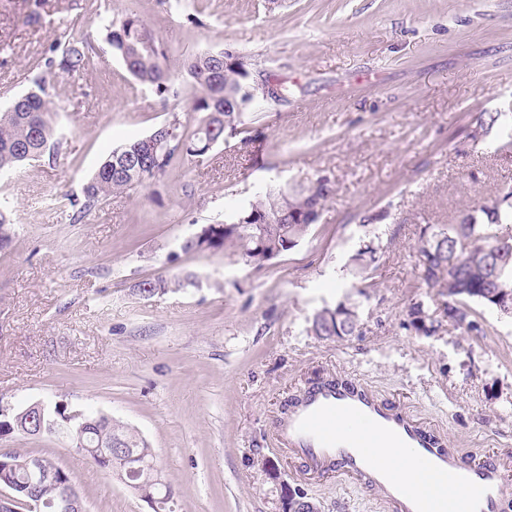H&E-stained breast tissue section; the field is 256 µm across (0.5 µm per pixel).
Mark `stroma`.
<instances>
[{
    "mask_svg": "<svg viewBox=\"0 0 512 512\" xmlns=\"http://www.w3.org/2000/svg\"><path fill=\"white\" fill-rule=\"evenodd\" d=\"M130 11L164 44L175 82L207 46L241 53L255 79L294 93L248 112L264 128L259 155L233 139L86 210L82 186L113 147L174 117L195 123L186 100L161 104L113 56L102 20ZM190 12L200 25L167 0H0V109L71 29L93 48L92 65L52 90L65 133L53 157L0 177L13 222L0 247V402L62 401L128 424L174 486V512H282L287 488L320 512H383L362 485L305 479L275 443L290 399L329 376L360 378L446 447L512 457V318L477 304L476 330L445 320L427 335L408 317L435 308L420 226L512 184V153L492 148L500 127L469 136L480 115L512 114V0H194ZM322 175L335 193L318 224L265 267L181 250L266 187ZM188 274L187 288L135 290ZM341 302L357 306L360 335L315 336L314 314ZM5 448L55 457L88 512H151L68 438L12 434ZM194 284H195V282L189 276H187L183 280L178 279L177 281L175 280L173 282L171 280H168V279L160 276L157 278L143 279V280L139 281L135 287L137 288V291L139 292V294L141 296H143L142 291H141V290H143V292L145 291L146 293L149 294V296H143V297L149 298V297H153L159 293L165 292L172 285H174L175 288H179V287H186V286H190V285H194Z\"/></svg>",
    "mask_w": 512,
    "mask_h": 512,
    "instance_id": "stroma-1",
    "label": "stroma"
}]
</instances>
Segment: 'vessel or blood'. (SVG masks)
Masks as SVG:
<instances>
[{"label": "vessel or blood", "instance_id": "b4317fda", "mask_svg": "<svg viewBox=\"0 0 512 512\" xmlns=\"http://www.w3.org/2000/svg\"><path fill=\"white\" fill-rule=\"evenodd\" d=\"M280 437L305 471L360 481L394 512H512L506 461L475 462L437 448L410 416L354 382L309 387ZM381 437L405 449L421 475L419 486L397 479L379 459L374 448Z\"/></svg>", "mask_w": 512, "mask_h": 512}]
</instances>
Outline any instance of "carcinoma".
I'll list each match as a JSON object with an SVG mask.
<instances>
[{
  "label": "carcinoma",
  "instance_id": "cac0c4a2",
  "mask_svg": "<svg viewBox=\"0 0 512 512\" xmlns=\"http://www.w3.org/2000/svg\"><path fill=\"white\" fill-rule=\"evenodd\" d=\"M104 29L112 55L129 74L150 87L164 103L187 97L197 124L189 132L175 118L152 131L159 136L168 128L176 131L166 151L158 156L151 153L143 137L112 149L83 185L84 206L91 207L131 187H149L186 159L204 157L229 138L240 137L242 148L261 143L262 132L245 125L244 117L262 97V88L242 63V56L224 50L188 55L183 62L187 75V85L183 86L175 83L166 67L165 47L138 15L129 13L115 21L108 18ZM88 38L78 29L63 47H51L42 58L43 75L35 80L36 89L14 99L7 112H0V171L37 160L55 148L62 133L48 84L60 75L91 65ZM333 192L334 183L327 176L286 193L272 187L231 220L210 224L185 239L181 249L185 253L224 250L261 269L305 238ZM417 258L423 282L437 289L448 320L457 328L467 332L475 328L470 319L473 303L512 316V187H505L491 203L462 213L454 223L425 225L418 237ZM192 284L189 276L173 282L160 276L143 279L136 288L153 297L172 286ZM409 316V325L415 330L426 334L435 331L436 319L425 315L423 309L414 308ZM312 330L326 340L360 335L356 307L340 303L334 309H322L313 318ZM116 439L132 449L135 457L112 454V472L125 475L135 468L139 470L137 495L143 499L162 496L163 487L152 476L153 449L132 427L96 413L84 415L70 431L73 444L96 446L84 458L100 470L106 462L99 458V452L109 450Z\"/></svg>",
  "mask_w": 512,
  "mask_h": 512
}]
</instances>
